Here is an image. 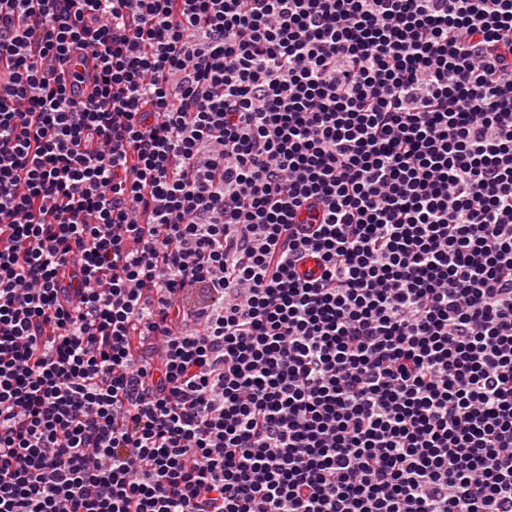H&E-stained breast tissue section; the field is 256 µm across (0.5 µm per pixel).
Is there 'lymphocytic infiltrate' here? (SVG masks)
<instances>
[{
  "label": "lymphocytic infiltrate",
  "mask_w": 512,
  "mask_h": 512,
  "mask_svg": "<svg viewBox=\"0 0 512 512\" xmlns=\"http://www.w3.org/2000/svg\"><path fill=\"white\" fill-rule=\"evenodd\" d=\"M0 512H512V0H0Z\"/></svg>",
  "instance_id": "1"
}]
</instances>
